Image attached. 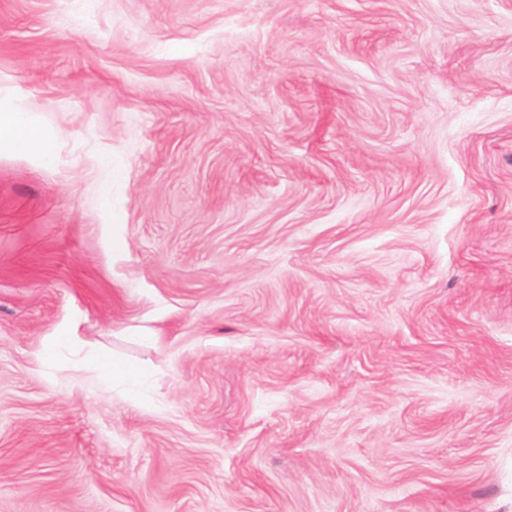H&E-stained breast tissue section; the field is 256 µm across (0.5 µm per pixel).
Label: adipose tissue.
Instances as JSON below:
<instances>
[{"instance_id":"1","label":"adipose tissue","mask_w":512,"mask_h":512,"mask_svg":"<svg viewBox=\"0 0 512 512\" xmlns=\"http://www.w3.org/2000/svg\"><path fill=\"white\" fill-rule=\"evenodd\" d=\"M26 159L49 168L57 159L55 141L44 135L36 116L26 107L17 106L0 113V156Z\"/></svg>"}]
</instances>
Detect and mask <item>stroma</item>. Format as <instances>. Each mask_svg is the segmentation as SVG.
<instances>
[{
  "instance_id": "obj_1",
  "label": "stroma",
  "mask_w": 512,
  "mask_h": 512,
  "mask_svg": "<svg viewBox=\"0 0 512 512\" xmlns=\"http://www.w3.org/2000/svg\"><path fill=\"white\" fill-rule=\"evenodd\" d=\"M16 105L0 512H512V0H0ZM57 140L40 131L35 114L24 106L0 113V156L19 157L50 168L57 159ZM77 336H53L50 337L46 346L38 354V360L41 364L48 367L51 362L59 356L63 350L69 349L73 345L80 343ZM85 368L88 371L97 373L100 377L107 381L118 380L129 388H136L141 385L146 377V370L143 366L138 364H127L123 368L114 372L109 364L102 357H95L90 359Z\"/></svg>"
}]
</instances>
